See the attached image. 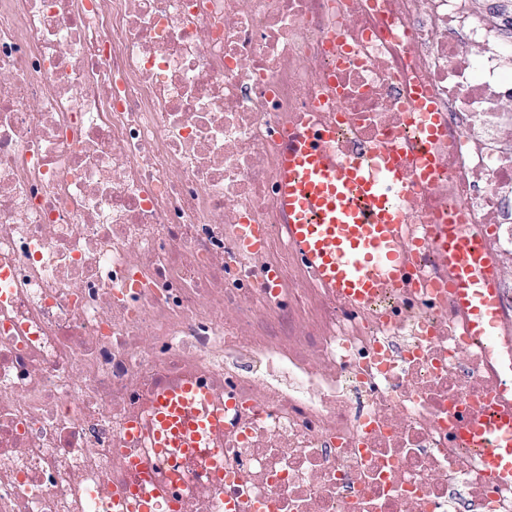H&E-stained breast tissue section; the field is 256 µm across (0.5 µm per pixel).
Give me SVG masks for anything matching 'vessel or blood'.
Here are the masks:
<instances>
[{
    "label": "vessel or blood",
    "instance_id": "obj_1",
    "mask_svg": "<svg viewBox=\"0 0 512 512\" xmlns=\"http://www.w3.org/2000/svg\"><path fill=\"white\" fill-rule=\"evenodd\" d=\"M425 141L437 140L442 127L431 105L416 99L410 115ZM333 129L316 130L312 118L299 120L294 137L278 154L277 208L286 222L288 240L313 271L318 287L340 300L367 307L408 278L410 242L402 231L403 213L391 197L432 181L441 161L430 153L403 161L378 157L367 164L357 159L336 162L323 147ZM432 244L448 262L450 292L466 313V332L473 341L496 339L499 321L498 272L480 241L463 230L462 209H440L434 215ZM152 446L161 461L205 450L203 476L224 482V398L190 377L160 382L152 404ZM457 440L477 449L486 472L501 483L512 482V400L488 393L484 408L454 423ZM139 423H130L125 454L141 473L137 486L117 494L120 512H158L168 505L181 512L178 473L159 479L144 467L131 444Z\"/></svg>",
    "mask_w": 512,
    "mask_h": 512
}]
</instances>
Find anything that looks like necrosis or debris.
<instances>
[{"instance_id": "necrosis-or-debris-1", "label": "necrosis or debris", "mask_w": 512, "mask_h": 512, "mask_svg": "<svg viewBox=\"0 0 512 512\" xmlns=\"http://www.w3.org/2000/svg\"><path fill=\"white\" fill-rule=\"evenodd\" d=\"M442 169L397 195L407 287L357 310L312 285L276 207L304 112L362 158ZM463 208L512 335V0H0V512H114L157 383L222 390L224 486L184 512H512L450 432L498 383L431 246ZM269 227L243 250V225ZM409 119L417 127L426 143L441 137L442 127L436 120L431 105H428L424 99L419 98L414 101Z\"/></svg>"}]
</instances>
